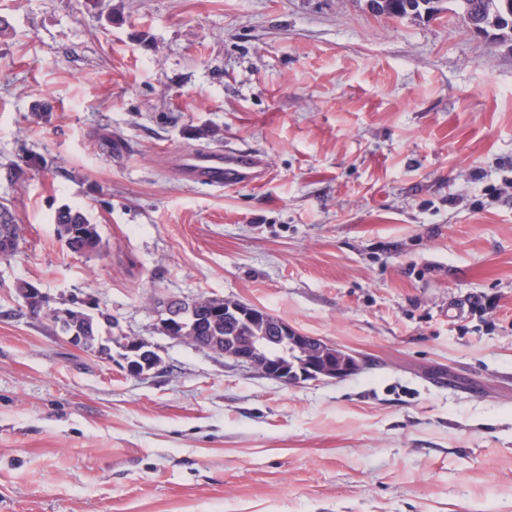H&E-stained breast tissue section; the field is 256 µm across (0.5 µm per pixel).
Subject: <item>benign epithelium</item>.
I'll return each instance as SVG.
<instances>
[{
    "instance_id": "obj_1",
    "label": "benign epithelium",
    "mask_w": 512,
    "mask_h": 512,
    "mask_svg": "<svg viewBox=\"0 0 512 512\" xmlns=\"http://www.w3.org/2000/svg\"><path fill=\"white\" fill-rule=\"evenodd\" d=\"M224 312L237 315L246 324L267 317L266 312L245 303H226ZM158 316L163 332L174 339L182 338L186 321L197 319L195 305H187L179 299L164 302ZM57 322L68 323V341L72 345L83 348L93 340V337L85 335L88 324L75 323L67 315L61 316ZM189 340L202 349L221 354L240 366L256 369L286 385L309 380L344 379L361 369V362L355 355L287 324L277 326L274 337L282 350L279 357L270 356L265 346L253 343L229 344L219 339L203 340L198 336H191ZM123 348V369L130 376H141L159 364L156 353L144 343L126 342Z\"/></svg>"
}]
</instances>
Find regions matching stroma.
<instances>
[{
    "mask_svg": "<svg viewBox=\"0 0 512 512\" xmlns=\"http://www.w3.org/2000/svg\"><path fill=\"white\" fill-rule=\"evenodd\" d=\"M0 17L22 227L0 257V512H512V30L367 0ZM224 145L265 177L202 188L162 161ZM64 206L99 253L58 240ZM168 298L256 306L363 367L281 384L165 335ZM67 308L92 348L57 330ZM126 338L160 365L127 376ZM53 223L59 239L66 240L73 253H92L102 246L97 226L91 224L80 209L59 208L55 212ZM69 311L73 315V318L76 321H78V320L82 321L84 317H86L85 319L87 321H91V319L89 317H92V316L89 314H86L83 312H76L79 310H73V309H69ZM80 321L74 324L73 320L68 315H63L59 319H57L55 322H58L59 324H62L63 322L69 323L68 328H67L68 341L76 347L83 348V347L87 346L93 340L94 332H95V330L97 331V324L91 323L89 325V328H90L89 332L91 335L86 336L85 332L88 331V324L86 322L82 324Z\"/></svg>",
    "mask_w": 512,
    "mask_h": 512,
    "instance_id": "35a3bbf8",
    "label": "stroma"
}]
</instances>
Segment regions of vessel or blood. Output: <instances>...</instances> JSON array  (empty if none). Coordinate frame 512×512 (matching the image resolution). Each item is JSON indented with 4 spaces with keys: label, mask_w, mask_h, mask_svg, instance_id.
Instances as JSON below:
<instances>
[{
    "label": "vessel or blood",
    "mask_w": 512,
    "mask_h": 512,
    "mask_svg": "<svg viewBox=\"0 0 512 512\" xmlns=\"http://www.w3.org/2000/svg\"><path fill=\"white\" fill-rule=\"evenodd\" d=\"M171 167L186 182L209 188L234 187L259 181L267 170L264 157L247 149L178 152Z\"/></svg>",
    "instance_id": "vessel-or-blood-1"
}]
</instances>
